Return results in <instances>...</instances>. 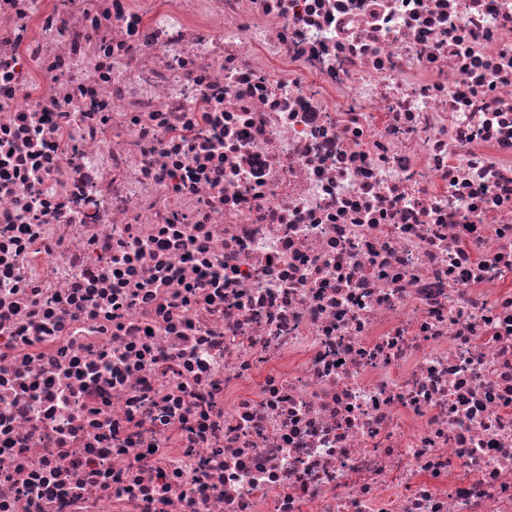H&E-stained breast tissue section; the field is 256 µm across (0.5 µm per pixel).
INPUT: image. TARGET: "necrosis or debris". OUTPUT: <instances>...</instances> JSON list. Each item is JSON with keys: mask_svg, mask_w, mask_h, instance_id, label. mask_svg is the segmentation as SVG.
<instances>
[{"mask_svg": "<svg viewBox=\"0 0 512 512\" xmlns=\"http://www.w3.org/2000/svg\"><path fill=\"white\" fill-rule=\"evenodd\" d=\"M0 512H512V0H0Z\"/></svg>", "mask_w": 512, "mask_h": 512, "instance_id": "obj_1", "label": "necrosis or debris"}]
</instances>
